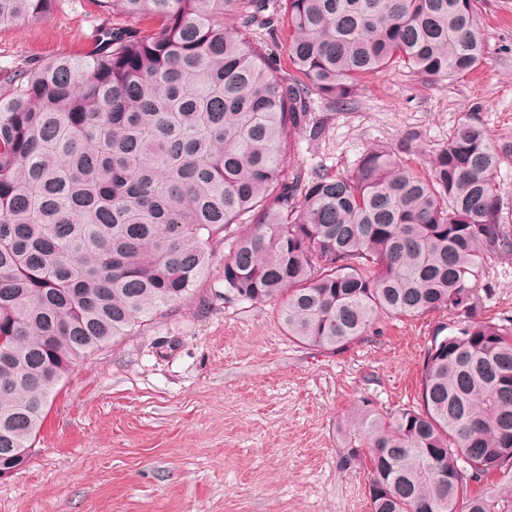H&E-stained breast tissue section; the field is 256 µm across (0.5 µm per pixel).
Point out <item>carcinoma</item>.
Listing matches in <instances>:
<instances>
[{
    "mask_svg": "<svg viewBox=\"0 0 512 512\" xmlns=\"http://www.w3.org/2000/svg\"><path fill=\"white\" fill-rule=\"evenodd\" d=\"M150 17L83 57L0 74V463L32 447L76 361L185 299L224 254V299L272 302L286 335L339 352L383 314H450L419 403L341 422L371 512H512V327L482 317L512 255L498 147L460 124L421 175L381 149L346 173H282L315 101L372 73L452 81L488 59L477 0H284L294 74L236 32L268 0H103ZM54 0H0V26Z\"/></svg>",
    "mask_w": 512,
    "mask_h": 512,
    "instance_id": "cac0c4a2",
    "label": "carcinoma"
}]
</instances>
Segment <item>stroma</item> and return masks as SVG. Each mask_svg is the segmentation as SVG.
Wrapping results in <instances>:
<instances>
[{"label":"stroma","instance_id":"35a3bbf8","mask_svg":"<svg viewBox=\"0 0 512 512\" xmlns=\"http://www.w3.org/2000/svg\"><path fill=\"white\" fill-rule=\"evenodd\" d=\"M479 14L482 66L451 82L393 70L350 105L316 102L287 177L346 172L372 149L421 173L471 120L507 154L497 182L512 225V0H481ZM150 26L100 0H55L0 29V71L82 55L103 28ZM227 251L186 299L72 366L28 463L0 480V512H370L338 422L360 403L415 404L439 315L380 319L337 354L308 347L273 304L225 300ZM479 295L484 319L512 327V257L487 262Z\"/></svg>","mask_w":512,"mask_h":512}]
</instances>
